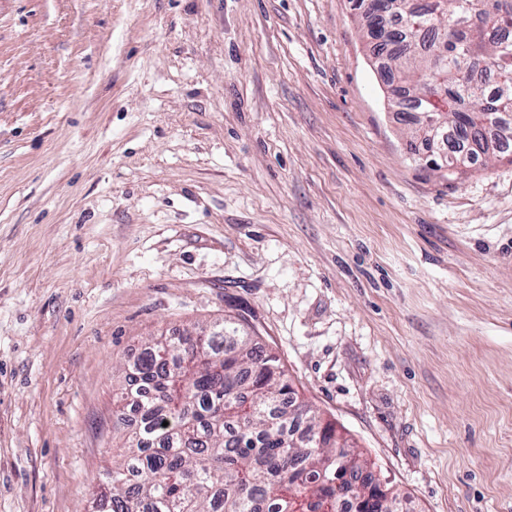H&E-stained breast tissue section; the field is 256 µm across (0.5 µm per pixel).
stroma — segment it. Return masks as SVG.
Segmentation results:
<instances>
[{"mask_svg": "<svg viewBox=\"0 0 512 512\" xmlns=\"http://www.w3.org/2000/svg\"><path fill=\"white\" fill-rule=\"evenodd\" d=\"M407 131L352 0L0 7V512H87L118 364L225 319L409 512H512V164Z\"/></svg>", "mask_w": 512, "mask_h": 512, "instance_id": "1", "label": "stroma"}]
</instances>
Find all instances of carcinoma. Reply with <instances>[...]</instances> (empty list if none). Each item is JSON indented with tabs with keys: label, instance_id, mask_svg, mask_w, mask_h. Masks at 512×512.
I'll list each match as a JSON object with an SVG mask.
<instances>
[{
	"label": "carcinoma",
	"instance_id": "carcinoma-1",
	"mask_svg": "<svg viewBox=\"0 0 512 512\" xmlns=\"http://www.w3.org/2000/svg\"><path fill=\"white\" fill-rule=\"evenodd\" d=\"M404 2L395 38L377 40L366 17L362 27L386 52L387 93L406 109L410 144L428 149L445 137L454 149L431 170L454 175L480 157L469 138L494 126L497 157L512 162V0H488L494 15L473 14L472 0ZM443 93L456 108L435 115L434 131L425 114ZM127 375L145 391L121 393L135 427L121 462L91 492V512H352L353 485L319 479L336 457L354 476L368 472L370 512H400L371 461L299 400L279 356L241 324L150 340Z\"/></svg>",
	"mask_w": 512,
	"mask_h": 512
}]
</instances>
